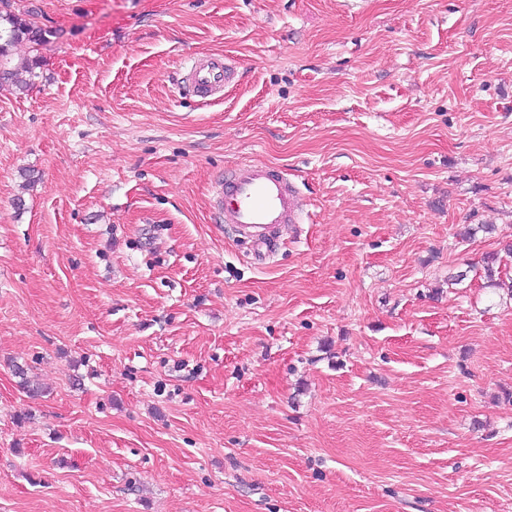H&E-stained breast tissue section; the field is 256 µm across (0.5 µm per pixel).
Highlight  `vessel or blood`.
<instances>
[{"instance_id":"vessel-or-blood-1","label":"vessel or blood","mask_w":512,"mask_h":512,"mask_svg":"<svg viewBox=\"0 0 512 512\" xmlns=\"http://www.w3.org/2000/svg\"><path fill=\"white\" fill-rule=\"evenodd\" d=\"M235 69L221 53H201L184 67L183 91L207 99L222 96L234 82ZM213 209L221 223L251 241L256 260L276 251L280 231L301 223L304 200L284 167L266 162L237 165L213 187Z\"/></svg>"}]
</instances>
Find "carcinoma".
Returning <instances> with one entry per match:
<instances>
[{
    "label": "carcinoma",
    "instance_id": "cac0c4a2",
    "mask_svg": "<svg viewBox=\"0 0 512 512\" xmlns=\"http://www.w3.org/2000/svg\"><path fill=\"white\" fill-rule=\"evenodd\" d=\"M40 45L47 41V31L10 8V0H0V85L11 84L25 92L31 80L20 76V72L9 66L11 50L19 42Z\"/></svg>",
    "mask_w": 512,
    "mask_h": 512
}]
</instances>
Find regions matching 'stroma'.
<instances>
[{
    "mask_svg": "<svg viewBox=\"0 0 512 512\" xmlns=\"http://www.w3.org/2000/svg\"><path fill=\"white\" fill-rule=\"evenodd\" d=\"M11 9L0 512H512V0ZM257 161L307 208L263 264L210 207ZM10 2L0 0V85L8 83L25 92L30 88L32 78L23 79L19 70L8 66L11 50L15 44L23 41L40 45L47 41L49 32L12 11ZM182 90L207 99L221 97L224 87L235 80V69L222 53H201L192 56L184 67Z\"/></svg>",
    "mask_w": 512,
    "mask_h": 512,
    "instance_id": "35a3bbf8",
    "label": "stroma"
}]
</instances>
